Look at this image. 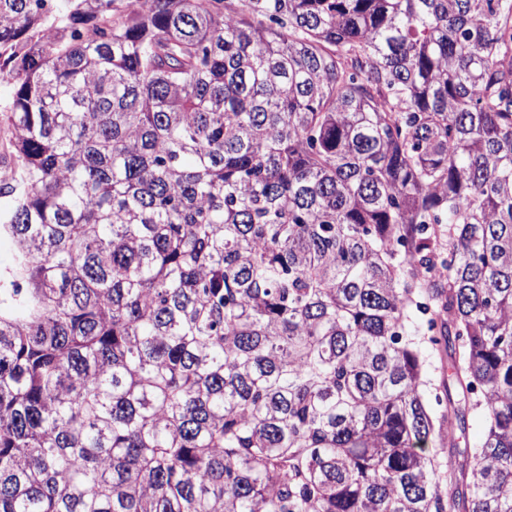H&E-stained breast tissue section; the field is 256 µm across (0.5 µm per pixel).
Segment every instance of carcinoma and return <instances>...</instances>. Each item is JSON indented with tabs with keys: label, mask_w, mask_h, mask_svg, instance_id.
<instances>
[{
	"label": "carcinoma",
	"mask_w": 512,
	"mask_h": 512,
	"mask_svg": "<svg viewBox=\"0 0 512 512\" xmlns=\"http://www.w3.org/2000/svg\"><path fill=\"white\" fill-rule=\"evenodd\" d=\"M2 85L0 512H512V0H0ZM424 348L426 350V354L428 355L427 375L431 382L430 398L432 400L436 412L440 414V412L442 411V406L437 405L435 403L434 398L436 394L440 393L439 385L442 377L444 375L448 377V351H431L427 348L426 344H424ZM483 436V429L480 423H478L475 418H473L472 414H469L468 416V429L466 430L465 436L461 437L459 440L456 441L458 443V448H452L448 444V438L447 442L443 444L436 443L435 445L430 447V450L432 452H437L438 457L445 459L448 458V454H453L462 458V452L465 451V448H473L475 444L482 438Z\"/></svg>",
	"instance_id": "1"
}]
</instances>
